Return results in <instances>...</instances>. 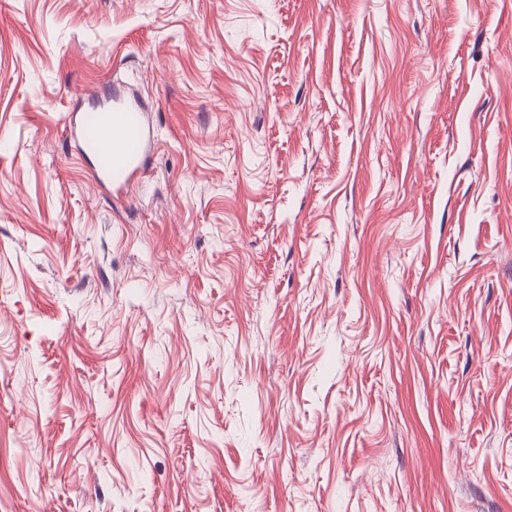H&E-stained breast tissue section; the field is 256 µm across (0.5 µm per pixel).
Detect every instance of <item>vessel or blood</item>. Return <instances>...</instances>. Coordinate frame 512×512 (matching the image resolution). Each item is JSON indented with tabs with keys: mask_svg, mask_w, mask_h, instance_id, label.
<instances>
[{
	"mask_svg": "<svg viewBox=\"0 0 512 512\" xmlns=\"http://www.w3.org/2000/svg\"><path fill=\"white\" fill-rule=\"evenodd\" d=\"M69 130L98 162L96 177L114 191H123L141 172L154 135L146 125L141 105L123 96H113L100 111L74 110Z\"/></svg>",
	"mask_w": 512,
	"mask_h": 512,
	"instance_id": "1",
	"label": "vessel or blood"
}]
</instances>
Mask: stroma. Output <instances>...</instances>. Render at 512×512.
<instances>
[{
  "label": "stroma",
  "instance_id": "obj_1",
  "mask_svg": "<svg viewBox=\"0 0 512 512\" xmlns=\"http://www.w3.org/2000/svg\"><path fill=\"white\" fill-rule=\"evenodd\" d=\"M0 512H512V0H0ZM110 101L112 104L91 114L74 109L69 130L82 151L96 157V178L119 193L141 172L154 135L138 102L120 95H112Z\"/></svg>",
  "mask_w": 512,
  "mask_h": 512
}]
</instances>
